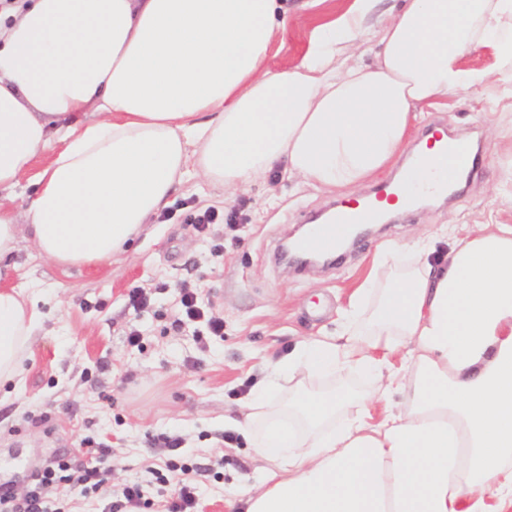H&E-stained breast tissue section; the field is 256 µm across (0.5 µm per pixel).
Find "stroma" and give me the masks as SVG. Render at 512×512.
<instances>
[{
  "label": "stroma",
  "mask_w": 512,
  "mask_h": 512,
  "mask_svg": "<svg viewBox=\"0 0 512 512\" xmlns=\"http://www.w3.org/2000/svg\"><path fill=\"white\" fill-rule=\"evenodd\" d=\"M301 2L288 0V27L274 38L270 70L292 68L312 26L347 0H324L315 10ZM436 122L480 145L472 188L396 213L325 267L288 265L278 251L306 214L331 208L337 198L280 169L230 198L202 176H186L131 248L106 264L61 265L19 239V269L0 286L37 292L42 322L21 384L0 381V484L23 490L90 437L112 450V487L144 484L151 504L143 512H160L171 487L152 482L147 468L162 457L153 442L165 434L184 440L180 460L189 466L185 481L197 487L198 512H243L266 463L242 434L225 432V416L238 412L273 363L309 339L338 335L340 313L367 277L383 283L394 276L400 262L373 263L380 246L425 237L439 255L454 243L448 225H512V185L501 165L512 152V111H482L464 94L437 100L411 122L407 150ZM210 207L237 211L245 221L234 231L192 224ZM186 279L198 285L203 303L223 313V337L208 335L201 322L172 328L177 288ZM137 287L151 296L138 313L128 305ZM132 327L141 333L137 348L126 340Z\"/></svg>",
  "instance_id": "1"
}]
</instances>
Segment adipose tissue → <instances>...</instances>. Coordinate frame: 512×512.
I'll return each instance as SVG.
<instances>
[{
  "mask_svg": "<svg viewBox=\"0 0 512 512\" xmlns=\"http://www.w3.org/2000/svg\"><path fill=\"white\" fill-rule=\"evenodd\" d=\"M379 2L349 0L282 72L266 60L283 0L5 8L0 275L25 235L59 263H107L188 169L230 193L282 162L342 194L395 160L417 104L463 92L496 106L512 0H403L386 14ZM373 44V63L354 60ZM479 47L495 69L464 66ZM41 319L36 293L0 290L1 381L20 375ZM344 368L371 374L374 392L305 384ZM224 427L269 464L245 512H512V226L470 231L385 286L366 279L337 337L289 356Z\"/></svg>",
  "mask_w": 512,
  "mask_h": 512,
  "instance_id": "adipose-tissue-1",
  "label": "adipose tissue"
}]
</instances>
